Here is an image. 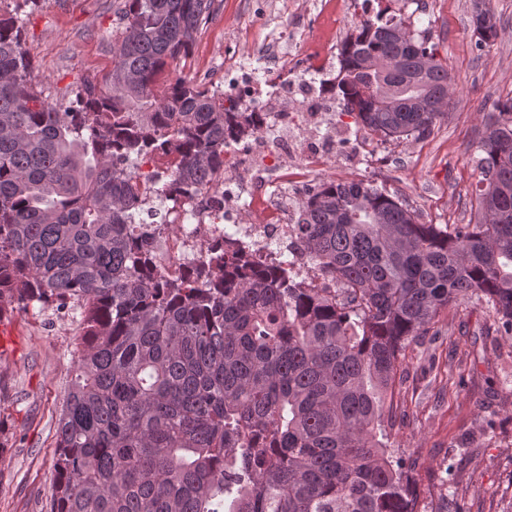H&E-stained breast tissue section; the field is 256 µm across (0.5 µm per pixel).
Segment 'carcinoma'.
<instances>
[{"instance_id": "1", "label": "carcinoma", "mask_w": 512, "mask_h": 512, "mask_svg": "<svg viewBox=\"0 0 512 512\" xmlns=\"http://www.w3.org/2000/svg\"><path fill=\"white\" fill-rule=\"evenodd\" d=\"M213 4L124 0L112 71L65 107L0 14V301L66 310L80 330L50 512H419L387 395L454 300L512 335V98L479 140L475 223L422 224L371 183L331 180L299 205L294 244L226 235L169 274L130 163L173 155L154 196L182 207L224 149L273 127L182 78L154 95ZM398 26L410 19L360 20L330 87L358 129L393 141L430 134L447 109L424 108L451 84L426 32L403 46ZM381 82L388 100L367 92Z\"/></svg>"}]
</instances>
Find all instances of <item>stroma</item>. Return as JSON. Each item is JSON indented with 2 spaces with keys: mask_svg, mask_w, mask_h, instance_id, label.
<instances>
[{
  "mask_svg": "<svg viewBox=\"0 0 512 512\" xmlns=\"http://www.w3.org/2000/svg\"><path fill=\"white\" fill-rule=\"evenodd\" d=\"M294 0H217L190 56L173 63L154 85L164 97L170 80L209 88L224 85V51L229 34L248 30L236 44L252 62L267 36L293 21ZM310 22L306 48H339L363 15L411 17L427 31L436 57L448 68L452 99L447 118L419 140L385 143L373 185L416 209L426 224H466L480 156L478 142L498 100L512 95V0H492L501 20L490 48L477 49L470 28L471 0H301ZM123 0H0V13H14L34 55L33 77L44 98L68 105L85 80L112 68V41L124 28ZM11 326L0 340V512H49L56 420L71 375L77 322L49 308L23 311L6 305ZM437 336H424L406 349V372L396 383V418L389 432L398 453L414 463L421 512H448L456 497L464 512H512V335L497 333L486 309L461 299L439 315ZM497 415L495 430L485 419ZM478 449L469 457V449ZM462 461L454 492L441 482V465Z\"/></svg>",
  "mask_w": 512,
  "mask_h": 512,
  "instance_id": "stroma-1",
  "label": "stroma"
}]
</instances>
